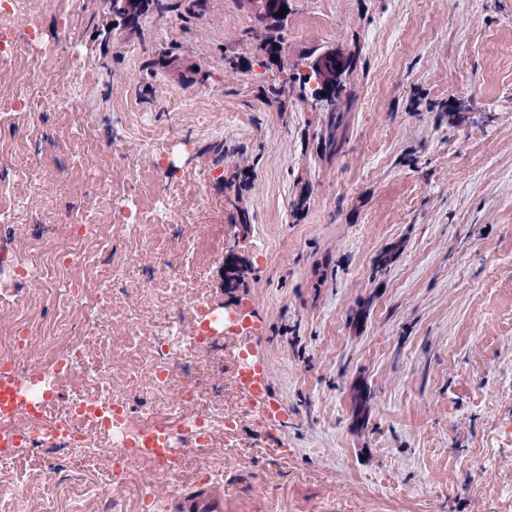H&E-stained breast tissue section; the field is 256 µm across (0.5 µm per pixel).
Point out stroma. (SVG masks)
<instances>
[{
	"mask_svg": "<svg viewBox=\"0 0 512 512\" xmlns=\"http://www.w3.org/2000/svg\"><path fill=\"white\" fill-rule=\"evenodd\" d=\"M16 2L7 36L29 51L0 56V211H18L0 223L16 298L0 337L67 316L109 337L121 388L191 335L195 301L243 308L276 408L250 405L216 334L176 381L236 425L178 475L133 462L119 493L100 444L68 512L211 487L224 512H512V0H289L275 58L247 0H180L136 30L113 27L112 0ZM315 49L358 58L332 131L291 83ZM80 208L125 269L96 313L14 276ZM68 353L35 339L19 375L51 379ZM51 467L83 466L37 447L1 466L4 512H48Z\"/></svg>",
	"mask_w": 512,
	"mask_h": 512,
	"instance_id": "stroma-1",
	"label": "stroma"
}]
</instances>
